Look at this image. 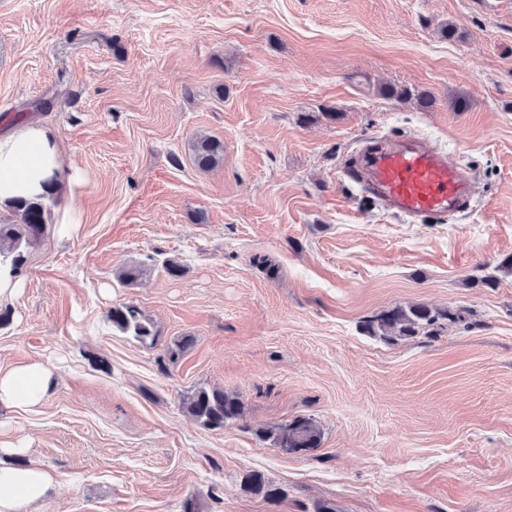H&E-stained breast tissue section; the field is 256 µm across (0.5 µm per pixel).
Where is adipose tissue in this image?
<instances>
[{
    "label": "adipose tissue",
    "mask_w": 512,
    "mask_h": 512,
    "mask_svg": "<svg viewBox=\"0 0 512 512\" xmlns=\"http://www.w3.org/2000/svg\"><path fill=\"white\" fill-rule=\"evenodd\" d=\"M60 179L59 154L46 130L26 126L0 137V205L45 194ZM52 376L39 363L0 373V406L34 411L43 402ZM53 485L52 474L38 463L0 465V512H26L44 500Z\"/></svg>",
    "instance_id": "1"
}]
</instances>
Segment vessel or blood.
<instances>
[{
  "label": "vessel or blood",
  "instance_id": "vessel-or-blood-1",
  "mask_svg": "<svg viewBox=\"0 0 512 512\" xmlns=\"http://www.w3.org/2000/svg\"><path fill=\"white\" fill-rule=\"evenodd\" d=\"M345 175L359 180L367 193L412 221L448 216L470 194L469 182L447 154L415 136L374 141Z\"/></svg>",
  "mask_w": 512,
  "mask_h": 512
}]
</instances>
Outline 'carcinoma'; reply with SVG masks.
I'll return each mask as SVG.
<instances>
[{
    "label": "carcinoma",
    "instance_id": "cac0c4a2",
    "mask_svg": "<svg viewBox=\"0 0 512 512\" xmlns=\"http://www.w3.org/2000/svg\"><path fill=\"white\" fill-rule=\"evenodd\" d=\"M380 91L383 96L399 102H406L413 93L406 87L385 84ZM188 152L194 164L201 170H209L224 159V143L207 135H196L188 143ZM54 193L26 199L18 198L6 207L16 216V220L0 221V245L8 244L7 249L0 248V261L8 263L16 272H21L27 261V250L36 245L43 237L47 227L49 202ZM112 326L123 333L134 336L139 342L154 346L159 333L154 323L133 304H122L109 311ZM456 323L463 320L459 312L433 310L425 305L408 307L395 306L383 310L361 321L362 334L385 342L410 339L416 336H430L443 327L442 321ZM193 345V337L183 336L171 341L159 358V369L165 371L168 365L180 360ZM184 413L203 427L216 430L241 418L243 402L236 396H230L219 388L200 387L182 399ZM255 435L271 446L288 453H302L320 447L322 431L313 419L296 417L290 421L260 428ZM245 489L268 501H278L283 491L269 482L258 472L244 477Z\"/></svg>",
    "mask_w": 512,
    "mask_h": 512
}]
</instances>
